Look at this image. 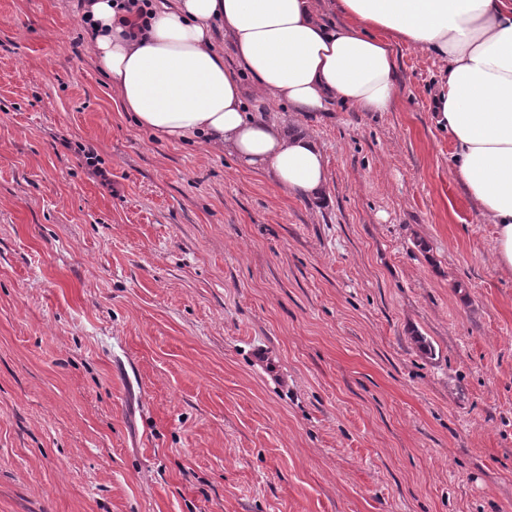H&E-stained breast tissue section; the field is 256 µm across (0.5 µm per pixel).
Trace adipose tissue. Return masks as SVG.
<instances>
[{"label": "adipose tissue", "instance_id": "ef3b65f1", "mask_svg": "<svg viewBox=\"0 0 512 512\" xmlns=\"http://www.w3.org/2000/svg\"><path fill=\"white\" fill-rule=\"evenodd\" d=\"M347 22L324 24L316 0H156L148 20L116 0H85L97 68L139 125L169 142L203 138L286 192L319 199L323 152L306 131L247 114L255 93L295 112L342 102L389 111L395 47L444 63L434 117L453 144L457 180L496 228L498 265L512 270V0H336ZM223 33L235 58L215 47Z\"/></svg>", "mask_w": 512, "mask_h": 512}]
</instances>
